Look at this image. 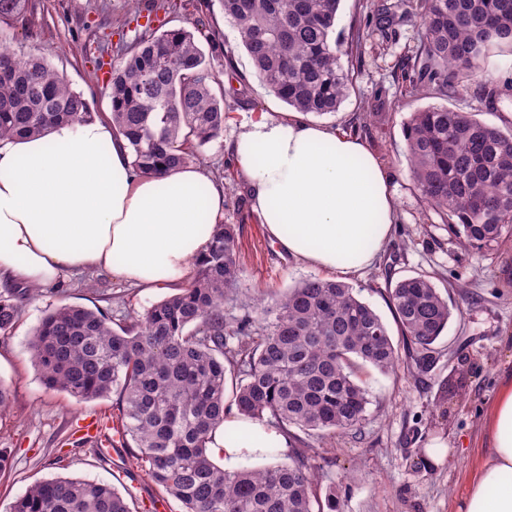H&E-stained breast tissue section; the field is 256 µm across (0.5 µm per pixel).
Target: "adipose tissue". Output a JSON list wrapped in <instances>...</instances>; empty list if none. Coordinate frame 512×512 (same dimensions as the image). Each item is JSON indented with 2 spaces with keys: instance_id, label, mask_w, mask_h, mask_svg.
<instances>
[{
  "instance_id": "obj_1",
  "label": "adipose tissue",
  "mask_w": 512,
  "mask_h": 512,
  "mask_svg": "<svg viewBox=\"0 0 512 512\" xmlns=\"http://www.w3.org/2000/svg\"><path fill=\"white\" fill-rule=\"evenodd\" d=\"M251 209L303 266L349 278L391 242L386 166L355 134L296 115L255 116L233 146ZM224 182L200 166L137 172L124 138L98 117L0 141V288L105 273L141 288L187 285L224 220ZM490 449L459 512H512V383L486 420ZM288 439L227 416L210 458L253 461Z\"/></svg>"
}]
</instances>
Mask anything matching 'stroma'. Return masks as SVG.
<instances>
[{"label": "stroma", "instance_id": "stroma-1", "mask_svg": "<svg viewBox=\"0 0 512 512\" xmlns=\"http://www.w3.org/2000/svg\"><path fill=\"white\" fill-rule=\"evenodd\" d=\"M406 2L341 0L336 40L349 46L356 32L362 40L357 53L341 58L353 75L349 96L336 113L316 122L357 133L392 177L396 233L378 264L351 279L360 299L382 317L397 345L402 336L387 302L388 278L429 276L452 317L435 345L431 372L413 366L389 375L369 370L370 403L358 430L307 435L291 428L295 450L316 473L318 498L335 495L337 512H457L488 447L486 414L501 385L512 381V240L494 249L461 246L415 189L402 133L411 112L429 105L512 131V102L492 110L470 89L448 97L431 89L410 93L405 75L418 48L420 19L406 13ZM383 3L393 8L385 26L377 22ZM199 20L224 34L205 54L226 96L224 131L200 149L197 162L224 177V221L240 227L243 287L280 294L315 271L269 238L251 210L230 148L253 113L283 112L287 106L261 83L219 0L206 11L200 0H29L25 16L0 23V44L46 60L105 118L113 45L138 25L190 29ZM166 296L103 274L43 287L23 302L14 328L0 335V388L10 400L0 416V512H9L34 481L54 477L110 484L133 512H146L159 496L130 449L100 450L89 441L99 433L115 434V397L78 402L49 388L29 358V343L43 316L59 305L98 307L116 317L126 310L144 313ZM436 437L445 447H431Z\"/></svg>", "mask_w": 512, "mask_h": 512}]
</instances>
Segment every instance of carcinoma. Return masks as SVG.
<instances>
[{
  "label": "carcinoma",
  "mask_w": 512,
  "mask_h": 512,
  "mask_svg": "<svg viewBox=\"0 0 512 512\" xmlns=\"http://www.w3.org/2000/svg\"><path fill=\"white\" fill-rule=\"evenodd\" d=\"M262 82L297 112L339 110L351 87L332 40L340 0H220ZM421 20L409 85L446 96L476 84L497 107L507 88L485 77L489 58L512 55V0H410ZM28 0H0V22L25 15ZM215 27L143 29L116 50L106 85L112 130L129 144L133 167L164 175L198 156L224 130V86L201 42ZM83 93L38 57L0 52V140L41 136L91 118ZM413 184L461 244L482 249L512 234V131L446 106L411 113L404 124ZM238 224H222L194 281L123 322L100 309L61 305L45 314L30 354L44 383L78 400L117 396L124 445L185 512H336L320 502L304 459L226 469L207 452L230 410L270 419L286 433L346 432L365 420L371 367L401 362L428 370L451 310L426 275L386 288L401 332L398 347L381 316L343 282L307 278L273 303L242 299ZM37 288L0 293V333ZM231 304L239 316L224 313ZM10 512H131L112 486L57 477L36 481Z\"/></svg>",
  "instance_id": "cac0c4a2"
}]
</instances>
